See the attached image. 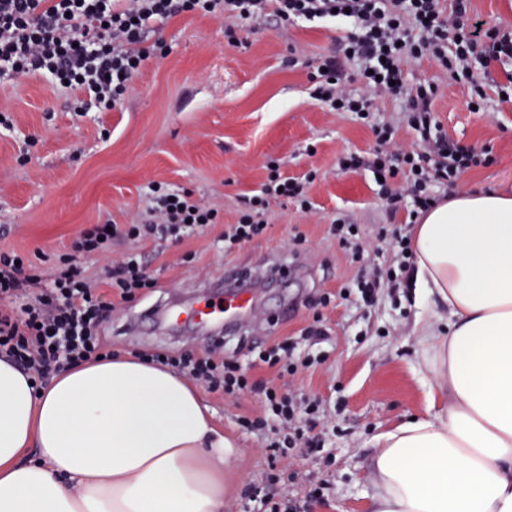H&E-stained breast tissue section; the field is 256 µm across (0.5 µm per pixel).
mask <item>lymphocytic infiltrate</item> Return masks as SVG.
Returning a JSON list of instances; mask_svg holds the SVG:
<instances>
[{
    "label": "lymphocytic infiltrate",
    "instance_id": "lymphocytic-infiltrate-1",
    "mask_svg": "<svg viewBox=\"0 0 512 512\" xmlns=\"http://www.w3.org/2000/svg\"><path fill=\"white\" fill-rule=\"evenodd\" d=\"M184 12L227 16L253 22L272 15L284 22L346 18L352 30L342 57L321 58L309 74L312 99L336 112L368 113L379 97L405 100L407 123L417 135L419 149H403L395 130L373 127L376 148L372 159L352 155L345 169L370 168L384 180L403 177L402 190L384 188L391 206L410 197L409 219H416L437 202L433 185L453 186L468 170L488 165V150L464 147L438 135L434 122L435 84L407 85L405 66L428 58L452 75H469L474 60L512 59V32L486 26L470 13V0H0V81L41 74L72 96V109H109L132 88L143 68L166 52L162 41L145 35L160 21ZM295 202L310 210L302 182L271 168L266 182L251 196L237 222L224 233L225 251L264 234L272 204ZM217 210L192 199L190 192L154 189L147 217L124 228L94 224L83 230L70 252L60 256L49 279L34 274L27 259L0 249V356L6 357L44 384L52 375L105 356L103 327L106 307L96 283L83 274L79 257L96 255L107 262L108 286L123 302L134 303L152 292L156 282L136 252L111 258L116 237L182 241L205 226L218 223ZM378 238L395 253L396 266L383 273L364 274L355 288H342L343 298L359 293L372 304L383 285H395L413 259L411 238L397 230L380 229ZM251 369L214 342L197 354H160L152 361L201 383L227 398L246 393L260 396L263 415L247 426L266 439L271 467L268 484L280 482L278 463L303 450L314 454L320 442L306 430L319 416L317 400L282 391L271 381L255 377L258 369L278 375L296 374L298 366L282 344L252 347Z\"/></svg>",
    "mask_w": 512,
    "mask_h": 512
}]
</instances>
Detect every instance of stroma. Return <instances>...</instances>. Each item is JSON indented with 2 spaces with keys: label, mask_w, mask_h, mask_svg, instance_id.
<instances>
[{
  "label": "stroma",
  "mask_w": 512,
  "mask_h": 512,
  "mask_svg": "<svg viewBox=\"0 0 512 512\" xmlns=\"http://www.w3.org/2000/svg\"><path fill=\"white\" fill-rule=\"evenodd\" d=\"M227 26L224 18L200 14L162 23L153 36L165 42L167 55L149 62L132 92L107 111H73L65 90L37 76L0 86V112L10 121L0 126V248L26 254L36 272L49 277L82 229L108 221L137 223L154 182L189 191L218 210L223 223L181 242L113 241V255L141 253L157 282L134 305L113 296L99 258L82 260L110 309L106 348L129 354L198 350L211 341L194 332L165 335L148 323L126 331L129 317L143 308L218 298L228 269L257 278L280 261L295 265L287 283L266 289L258 320L224 336V350L244 366L251 362L250 345L262 342L295 341L299 352L321 357L316 368L277 384L320 402L314 433L323 450L316 456L296 453L281 465L308 485L325 484L311 512H367L374 436L426 407L433 377L417 361V330L435 320L438 308L433 300H416L409 271L399 287L382 289L373 307L338 299L340 288L358 274L393 264V252L377 233L383 226L402 227L407 218L406 208L390 211L371 170L346 171L339 161L373 152L374 122L392 125L401 143L414 144L416 137L402 100H380L364 121L311 99L309 67L339 53L346 23L290 25L271 16L258 26L238 27L234 44L225 35ZM511 72L508 63L474 64V80L487 101L473 112L469 86L435 62L423 58L407 67L408 84L437 85L435 115L442 132L462 146L491 151L492 163L464 173L459 191L512 189V104L499 99L512 84ZM272 161L289 177L313 174V208L274 207L264 236L224 252L219 235L236 222L244 196L260 188ZM339 218L357 225L371 244L365 261L353 262L330 235ZM297 235L303 243L294 253L288 245ZM321 292L333 293L331 304L309 306ZM315 322L322 336L299 343ZM201 396L216 426L239 445L224 497V512H238L245 491L267 468L263 440L241 423L259 415L260 398L228 399L207 390Z\"/></svg>",
  "instance_id": "stroma-1"
}]
</instances>
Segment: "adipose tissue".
<instances>
[{
	"mask_svg": "<svg viewBox=\"0 0 512 512\" xmlns=\"http://www.w3.org/2000/svg\"><path fill=\"white\" fill-rule=\"evenodd\" d=\"M433 373L424 415L376 436L369 512H512V193H455L412 234ZM36 458L23 461L27 449ZM237 450L183 376L130 355L34 389L0 358V512H224Z\"/></svg>",
	"mask_w": 512,
	"mask_h": 512,
	"instance_id": "1",
	"label": "adipose tissue"
}]
</instances>
